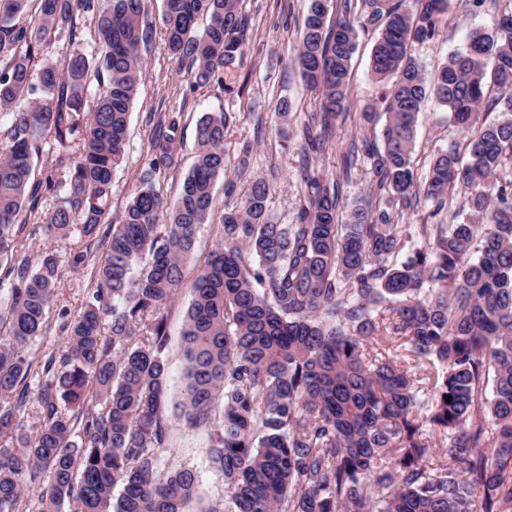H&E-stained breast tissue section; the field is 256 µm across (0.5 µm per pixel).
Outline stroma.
Listing matches in <instances>:
<instances>
[{"instance_id":"stroma-1","label":"stroma","mask_w":512,"mask_h":512,"mask_svg":"<svg viewBox=\"0 0 512 512\" xmlns=\"http://www.w3.org/2000/svg\"><path fill=\"white\" fill-rule=\"evenodd\" d=\"M251 20L245 42L242 68L230 74L229 82L236 86L234 94L210 84L189 88L187 66L178 65L169 56L163 40L162 0H147L146 12L153 28V37L144 48L145 68L138 95L130 109V135L123 167L112 182V215L120 217L139 184L145 168V158L152 147L159 116L176 113L180 116L181 144L176 167L156 173L155 185L168 200H176L195 156L196 125L210 112L226 113L229 124L225 139L226 178L236 190L225 196L223 184H216L214 211L208 223L197 235L194 257L186 261L184 284L170 316L169 346L170 404L181 401L184 393V361L179 335L185 311L191 300L190 286L198 274L199 259L214 246L215 225L225 208L243 198L251 180L264 178L269 184L268 207L280 223L295 221L304 190L303 172L331 174L339 170L352 141L363 136H379L385 123L384 115L365 122L360 114L378 95V86L370 73V54L375 34L360 32L358 48L351 62V97L348 111L336 119V133L320 151L302 153V124L314 111L317 94L302 79L294 58L299 33L307 9V0H241ZM507 0H451L448 20L438 36L415 50L426 71H434L450 54L462 49L473 28L492 30L499 14L507 8ZM288 100L291 110L280 117L275 108L280 100ZM461 130L450 125L448 112L435 97H427L422 105L416 127L413 159L418 173H425L434 153L447 149L452 142L462 141ZM253 147L250 166L239 171L238 157L243 143ZM103 253L101 246H92L89 260L75 267L64 263L61 286L52 303L47 324L41 336L32 339L28 354L35 364H43L49 355L63 348L67 332L63 321L79 314L96 288L93 264ZM171 450L165 458L172 466L189 465L200 475L201 492L205 500L216 501L224 494V479L207 453L203 433L182 426L171 419Z\"/></svg>"}]
</instances>
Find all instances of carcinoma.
<instances>
[{"label":"carcinoma","instance_id":"1","mask_svg":"<svg viewBox=\"0 0 512 512\" xmlns=\"http://www.w3.org/2000/svg\"><path fill=\"white\" fill-rule=\"evenodd\" d=\"M28 2L0 0V265L11 277L0 304V512H191L197 471L164 459L168 318L226 175L227 116L198 121L173 202L154 176L175 165L180 117L159 118L149 165L113 223L112 178L152 35L145 0H36L35 23L23 25ZM351 2L308 0L296 62L319 110L303 125L306 150L335 133L369 29L381 95L361 118L386 115L382 141L352 144L329 178L306 175L294 224L272 220L269 186L252 180L191 287L179 420L206 434L224 477V499L203 512H512V181L501 180L512 161V10L430 78L414 47L438 35L448 0H361L358 13ZM81 19L96 34L90 50L76 43ZM163 22L191 88L233 93L224 75L242 67L250 27L239 0H163ZM61 34L68 47L50 62L43 46ZM431 94L448 122L477 130L421 179L412 152ZM483 112L499 117L481 123ZM50 138L63 173L34 180ZM361 157L374 194L342 223L339 189ZM48 193L60 203L45 209ZM423 198L463 221L395 223ZM34 214L48 239L111 229L96 290L39 371L26 344L46 327L61 260L47 249L30 269L19 235ZM35 375L33 409L22 384Z\"/></svg>","mask_w":512,"mask_h":512}]
</instances>
